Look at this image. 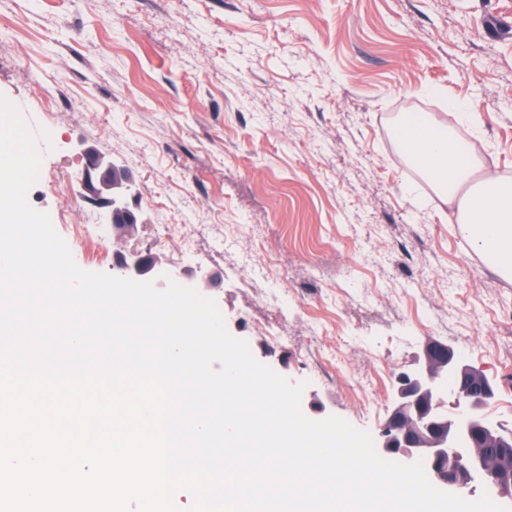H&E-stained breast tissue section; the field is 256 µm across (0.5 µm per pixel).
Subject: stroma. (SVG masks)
<instances>
[{"instance_id": "35a3bbf8", "label": "stroma", "mask_w": 512, "mask_h": 512, "mask_svg": "<svg viewBox=\"0 0 512 512\" xmlns=\"http://www.w3.org/2000/svg\"><path fill=\"white\" fill-rule=\"evenodd\" d=\"M0 95L50 135L28 201L76 264L118 249L72 238L103 221L78 195L90 148L130 180L131 246L205 279L308 418L378 435L431 339L512 429V280L397 135L422 113L512 179V0H0Z\"/></svg>"}]
</instances>
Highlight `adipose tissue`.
I'll list each match as a JSON object with an SVG mask.
<instances>
[{
	"label": "adipose tissue",
	"mask_w": 512,
	"mask_h": 512,
	"mask_svg": "<svg viewBox=\"0 0 512 512\" xmlns=\"http://www.w3.org/2000/svg\"><path fill=\"white\" fill-rule=\"evenodd\" d=\"M402 140L409 144L411 160L453 201L461 184L477 167L476 159L456 149L447 131L405 126ZM460 228L474 249L485 255L503 277L512 276V182L495 176L474 185L464 204Z\"/></svg>",
	"instance_id": "adipose-tissue-1"
}]
</instances>
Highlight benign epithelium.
Segmentation results:
<instances>
[{"label": "benign epithelium", "instance_id": "obj_1", "mask_svg": "<svg viewBox=\"0 0 512 512\" xmlns=\"http://www.w3.org/2000/svg\"><path fill=\"white\" fill-rule=\"evenodd\" d=\"M84 158L79 196L106 209L105 223L118 238L133 236L137 224L126 206L127 185L101 154L86 150ZM159 261L132 249L119 257L117 275L144 280ZM494 394L481 370L448 345L429 340L415 367L399 378L378 451L403 464L423 460L448 492L479 484L512 500V432L485 414Z\"/></svg>", "mask_w": 512, "mask_h": 512}]
</instances>
